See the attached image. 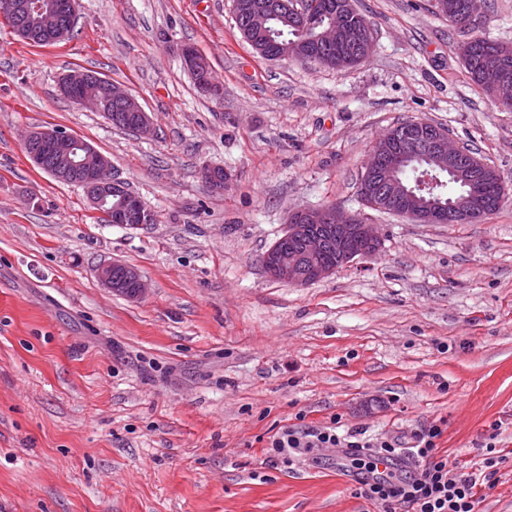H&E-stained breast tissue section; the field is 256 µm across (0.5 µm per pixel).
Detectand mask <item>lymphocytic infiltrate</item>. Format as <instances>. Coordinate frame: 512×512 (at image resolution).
<instances>
[{
	"label": "lymphocytic infiltrate",
	"instance_id": "obj_1",
	"mask_svg": "<svg viewBox=\"0 0 512 512\" xmlns=\"http://www.w3.org/2000/svg\"><path fill=\"white\" fill-rule=\"evenodd\" d=\"M441 435L434 425L404 446L393 440H354L332 426L292 425L270 436L269 458L289 467L296 455L312 449L341 448L359 470L354 496L373 502L380 512H480L502 461L495 444L486 443L479 462L461 467L441 454ZM385 461L399 465V472L381 475L378 466Z\"/></svg>",
	"mask_w": 512,
	"mask_h": 512
}]
</instances>
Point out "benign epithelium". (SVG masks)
Instances as JSON below:
<instances>
[{"label": "benign epithelium", "instance_id": "obj_1", "mask_svg": "<svg viewBox=\"0 0 512 512\" xmlns=\"http://www.w3.org/2000/svg\"><path fill=\"white\" fill-rule=\"evenodd\" d=\"M483 0H466L460 9L447 0H434L438 11L456 12L459 27L463 30L477 26L483 19ZM267 5L260 2L250 6L248 14L249 43L260 54L278 60L284 55L266 54L267 46L261 38V23ZM41 12V4L36 0H0V15L16 17L17 33L25 39L34 35L31 25L33 14ZM76 17V0H64L55 4L49 12L43 14L40 27L52 28L54 40L64 41L70 31V21ZM342 27L344 40L361 44L360 52L340 59L346 67H352L364 60L373 45V29L366 25L358 29L350 21L346 10H336V24L323 30L316 37L319 46L331 47L336 44V26ZM187 69L202 72L207 70L208 62L194 50L186 48L182 54ZM503 60L499 54L493 55L488 66L496 69V80L492 93H497L512 82V75L505 69L498 68ZM58 89L61 95L73 98V102L102 113L107 120H112V112H124L130 122L129 131L134 135H147L153 131V121L139 102L138 98L111 80L83 70H73L60 79ZM24 147L30 158L36 162L43 157H53L54 164L50 174L56 180L76 183L86 191L93 211L100 213L106 209L110 213L111 223L126 225L128 210L140 212V224L155 223L153 212L121 180L112 176V164L108 157L81 138L55 128L32 129L23 136ZM424 150L433 163L430 169H423V179L435 185L438 182L435 171L446 172L463 183L480 181L482 175L477 165L458 166L462 146L448 134L426 121H413L402 127L390 128L374 144L369 159L365 164L364 174L359 183L361 195L370 194L369 179L374 174L381 176L379 199L369 203L374 210L387 211L394 215L408 218L420 224H479L492 212L478 197L460 198L448 203V208L423 209L417 206L407 185L392 178V174L409 163V159L419 150ZM118 198L112 202V198ZM328 225L336 239V265L317 266L308 272L300 270L297 258L276 241L264 254L262 263L268 275L283 283L291 285H308L327 278L336 269L350 263L357 253L347 247L349 239L362 237L372 246H381V238L375 225L365 223L361 218L348 214L334 206H323L297 211L290 217L284 237H298L303 240L305 250L316 255L325 245V238L319 233L311 232L315 225ZM119 263L109 260L97 268V278L101 285L114 293H121L130 299H140L146 292V284L139 272L129 266H123L124 277L117 280L113 269Z\"/></svg>", "mask_w": 512, "mask_h": 512}]
</instances>
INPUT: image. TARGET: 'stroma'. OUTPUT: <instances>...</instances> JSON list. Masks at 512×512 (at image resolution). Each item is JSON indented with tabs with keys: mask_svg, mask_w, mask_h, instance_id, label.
<instances>
[{
	"mask_svg": "<svg viewBox=\"0 0 512 512\" xmlns=\"http://www.w3.org/2000/svg\"><path fill=\"white\" fill-rule=\"evenodd\" d=\"M354 5L374 46L343 71L261 57L232 0H79L52 47L0 17V512H371L335 449L269 462L300 419L405 444L437 425L461 465L496 433L508 456L480 508L512 512V112L471 84L434 0ZM74 69L136 95L154 136L63 97ZM402 120L477 149L503 206L479 224L363 207V166ZM42 127L109 157L155 223H96L81 187L27 156ZM208 167L229 173L223 193ZM324 205L376 225L379 251L305 286L269 277L290 214ZM106 259L147 295L103 288Z\"/></svg>",
	"mask_w": 512,
	"mask_h": 512,
	"instance_id": "obj_1",
	"label": "stroma"
}]
</instances>
